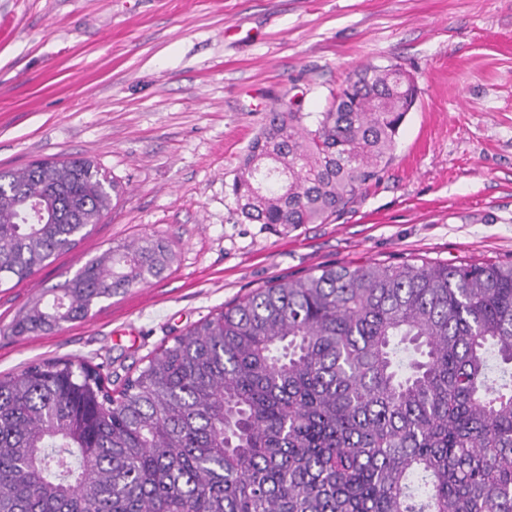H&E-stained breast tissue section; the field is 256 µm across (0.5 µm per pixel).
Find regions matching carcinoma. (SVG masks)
I'll list each match as a JSON object with an SVG mask.
<instances>
[{"label": "carcinoma", "instance_id": "cac0c4a2", "mask_svg": "<svg viewBox=\"0 0 512 512\" xmlns=\"http://www.w3.org/2000/svg\"><path fill=\"white\" fill-rule=\"evenodd\" d=\"M355 70L323 112L266 113L231 192L288 229L345 211L393 158L418 88ZM78 158L0 169V286L74 248L119 186ZM175 253L111 246L30 301L51 333ZM43 360L0 377V512H512V262L322 266L191 326L112 392Z\"/></svg>", "mask_w": 512, "mask_h": 512}]
</instances>
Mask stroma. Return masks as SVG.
<instances>
[{
    "mask_svg": "<svg viewBox=\"0 0 512 512\" xmlns=\"http://www.w3.org/2000/svg\"><path fill=\"white\" fill-rule=\"evenodd\" d=\"M396 63L419 99L393 161L342 214L241 222L230 185L289 91L321 112L360 65ZM86 158L122 196L92 233L0 287V376L81 360L113 387L251 290L317 267L512 261V0H0V168ZM165 238L163 279L52 334L22 308L118 242Z\"/></svg>",
    "mask_w": 512,
    "mask_h": 512,
    "instance_id": "1",
    "label": "stroma"
}]
</instances>
